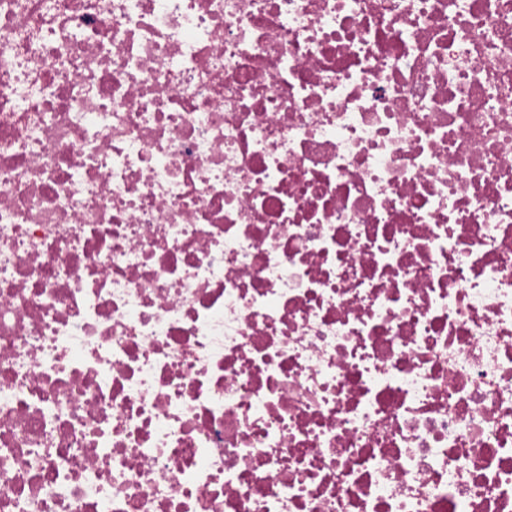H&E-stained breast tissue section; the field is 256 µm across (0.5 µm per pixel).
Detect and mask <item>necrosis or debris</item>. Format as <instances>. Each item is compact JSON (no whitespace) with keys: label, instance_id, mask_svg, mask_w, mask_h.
I'll use <instances>...</instances> for the list:
<instances>
[{"label":"necrosis or debris","instance_id":"necrosis-or-debris-1","mask_svg":"<svg viewBox=\"0 0 512 512\" xmlns=\"http://www.w3.org/2000/svg\"><path fill=\"white\" fill-rule=\"evenodd\" d=\"M0 512H512V0H0Z\"/></svg>","mask_w":512,"mask_h":512}]
</instances>
